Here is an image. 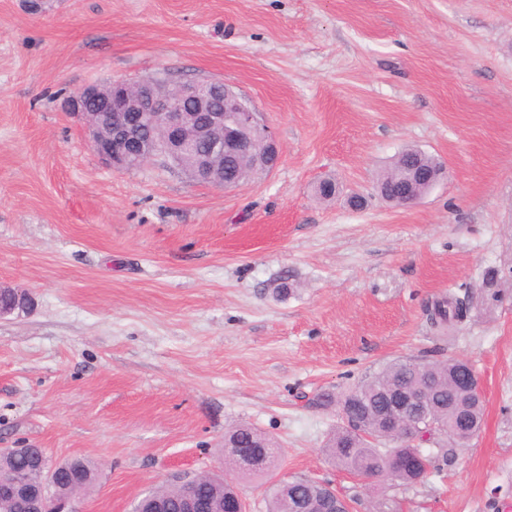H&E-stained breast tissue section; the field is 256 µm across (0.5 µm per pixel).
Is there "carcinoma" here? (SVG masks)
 I'll return each instance as SVG.
<instances>
[{"label": "carcinoma", "instance_id": "carcinoma-1", "mask_svg": "<svg viewBox=\"0 0 512 512\" xmlns=\"http://www.w3.org/2000/svg\"><path fill=\"white\" fill-rule=\"evenodd\" d=\"M441 164L438 159L427 156L417 159L406 151L399 154L388 169L376 178V191L384 195L401 197L404 193L414 194L400 179L399 173L406 167L435 168ZM438 308L437 324L448 319L461 318L459 307L449 300L435 304ZM463 376L459 358L425 362L412 358L397 359L384 365L354 389L343 393L338 399L329 394L322 396L324 405L336 404L341 412L342 426L329 439L326 453L334 465L354 474L377 477L390 463L398 464L400 473L397 480L404 484L420 482L424 463L431 462L430 455L418 446H404L393 440L384 427L380 415L385 397L396 390L425 388L429 399L425 406L429 422L417 429L418 440L434 441L445 437L464 443L476 436L484 418V402L472 396L460 383ZM239 448L251 457L253 468L242 475H262L275 468L278 455L272 447V440L249 425L233 429ZM41 448H29L0 458V465L14 470L28 469ZM64 470L66 480L60 485L79 496H85L97 482V468L84 458L68 459L55 466ZM186 485L180 481L166 484L153 491V498L165 501L170 512H180ZM194 494L210 501L214 512H232L237 507L238 492L233 482L218 475L194 487ZM324 485L305 479H295L283 486L273 482L266 489L267 512H325Z\"/></svg>", "mask_w": 512, "mask_h": 512}]
</instances>
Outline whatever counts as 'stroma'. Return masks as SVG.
<instances>
[{
  "instance_id": "stroma-1",
  "label": "stroma",
  "mask_w": 512,
  "mask_h": 512,
  "mask_svg": "<svg viewBox=\"0 0 512 512\" xmlns=\"http://www.w3.org/2000/svg\"><path fill=\"white\" fill-rule=\"evenodd\" d=\"M110 79L233 85L278 167H106L61 102ZM409 146L448 174L395 207L376 176ZM0 285L33 299L0 320V448L97 463L84 512L225 473L241 424L358 512H512V0H0ZM446 296L467 316L432 327ZM405 357L475 364L478 436L412 485L332 465L319 395Z\"/></svg>"
}]
</instances>
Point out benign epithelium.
<instances>
[{"label": "benign epithelium", "instance_id": "obj_1", "mask_svg": "<svg viewBox=\"0 0 512 512\" xmlns=\"http://www.w3.org/2000/svg\"><path fill=\"white\" fill-rule=\"evenodd\" d=\"M224 90V108L211 105L209 91ZM95 102L99 112H88L84 105ZM62 109L76 118L86 132L88 143L103 164L126 170L131 161H151L158 156L179 165L183 157L194 154L195 142L211 136L213 153L196 157V164L186 171L195 181L234 190L242 185L227 181L217 172L223 155L250 154L252 145L262 144L255 167L260 173L273 171L279 163V147L273 132L259 119L251 104L229 85L192 81L173 87L145 80L126 82L110 80L81 85L66 96ZM18 301L0 305V319L21 314L30 308L31 299L23 289ZM425 392L403 391L389 396L383 414L395 439L405 445L414 442L415 422L405 414L425 405ZM57 472L14 471L0 476V494L7 498L23 497L31 501L33 512H79L78 499L53 494Z\"/></svg>", "mask_w": 512, "mask_h": 512}]
</instances>
